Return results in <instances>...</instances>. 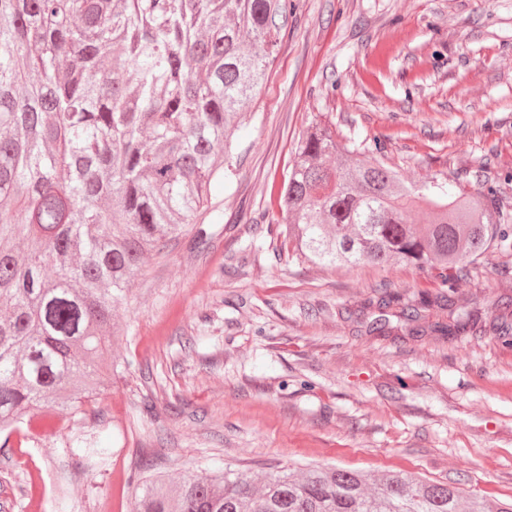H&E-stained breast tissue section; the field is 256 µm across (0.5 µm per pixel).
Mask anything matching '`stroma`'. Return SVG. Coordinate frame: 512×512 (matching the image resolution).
Listing matches in <instances>:
<instances>
[{"label":"stroma","mask_w":512,"mask_h":512,"mask_svg":"<svg viewBox=\"0 0 512 512\" xmlns=\"http://www.w3.org/2000/svg\"><path fill=\"white\" fill-rule=\"evenodd\" d=\"M288 27L192 232L118 309L97 402L0 447V512H133L139 479L309 464L404 472L512 499V237L467 279L328 267L288 249L279 190L317 113L415 182L512 213V0H291ZM422 301L407 322L383 291ZM447 295L480 330L452 334ZM95 449L87 457L86 449Z\"/></svg>","instance_id":"35a3bbf8"}]
</instances>
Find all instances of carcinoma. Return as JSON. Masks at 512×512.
I'll return each instance as SVG.
<instances>
[{"mask_svg":"<svg viewBox=\"0 0 512 512\" xmlns=\"http://www.w3.org/2000/svg\"><path fill=\"white\" fill-rule=\"evenodd\" d=\"M288 0H0V432L97 396L143 258L199 243L223 149L261 89ZM65 61L67 75H57ZM294 253L452 270L497 248L481 188L410 182L319 114L280 191ZM27 242L20 253L19 241ZM447 302L453 327L474 324ZM135 512H512L451 484L329 466L142 482Z\"/></svg>","mask_w":512,"mask_h":512,"instance_id":"obj_1","label":"carcinoma"}]
</instances>
